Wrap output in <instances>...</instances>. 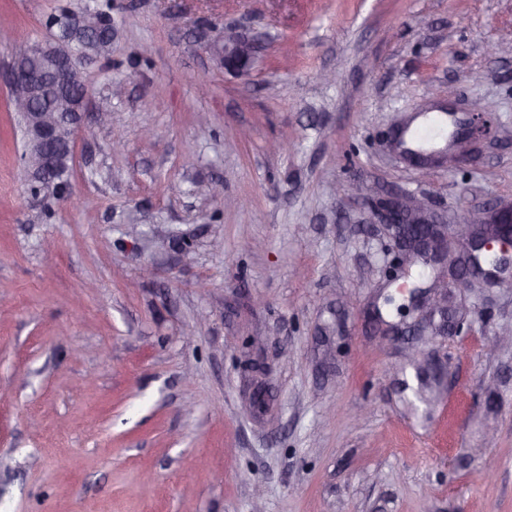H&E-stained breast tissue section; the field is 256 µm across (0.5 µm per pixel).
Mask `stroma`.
<instances>
[{
  "instance_id": "35a3bbf8",
  "label": "stroma",
  "mask_w": 512,
  "mask_h": 512,
  "mask_svg": "<svg viewBox=\"0 0 512 512\" xmlns=\"http://www.w3.org/2000/svg\"><path fill=\"white\" fill-rule=\"evenodd\" d=\"M82 5L0 0V26L40 43L48 14ZM112 16L110 60L85 67L86 117L112 123L76 136L72 195L48 214L0 44V512H512V281L449 289L469 335L391 339L420 314L344 190L450 224L512 201V0ZM230 24L266 36L249 75L207 48ZM474 100L490 130L461 162L424 170L386 141ZM284 133L297 150L271 151Z\"/></svg>"
}]
</instances>
